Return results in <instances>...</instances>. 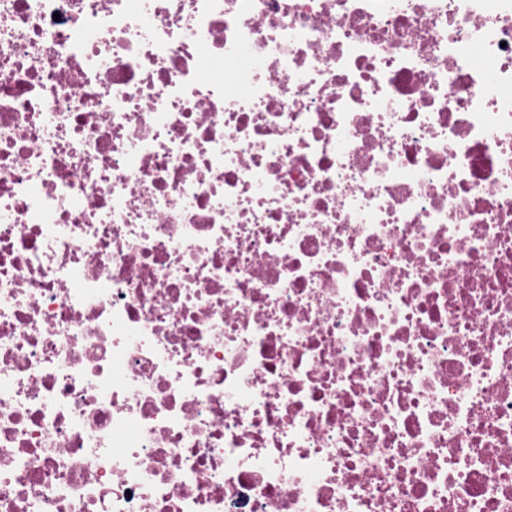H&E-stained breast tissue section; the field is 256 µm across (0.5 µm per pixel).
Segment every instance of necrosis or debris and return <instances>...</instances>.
Returning a JSON list of instances; mask_svg holds the SVG:
<instances>
[{
    "mask_svg": "<svg viewBox=\"0 0 512 512\" xmlns=\"http://www.w3.org/2000/svg\"><path fill=\"white\" fill-rule=\"evenodd\" d=\"M0 512H512V0H0Z\"/></svg>",
    "mask_w": 512,
    "mask_h": 512,
    "instance_id": "necrosis-or-debris-1",
    "label": "necrosis or debris"
}]
</instances>
